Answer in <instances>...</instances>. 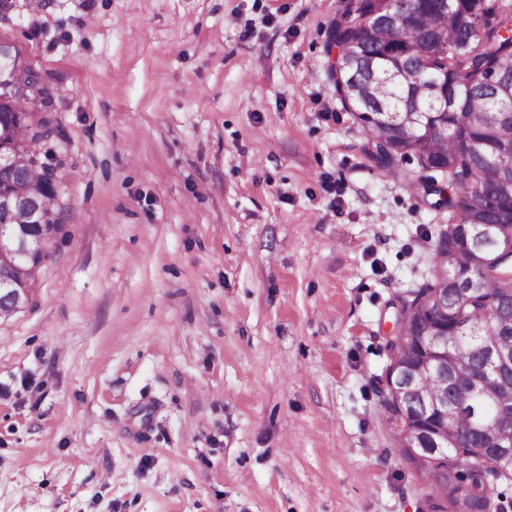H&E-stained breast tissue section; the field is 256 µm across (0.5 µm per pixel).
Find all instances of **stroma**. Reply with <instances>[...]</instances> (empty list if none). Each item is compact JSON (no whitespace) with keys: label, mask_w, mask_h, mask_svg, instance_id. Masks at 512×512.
<instances>
[{"label":"stroma","mask_w":512,"mask_h":512,"mask_svg":"<svg viewBox=\"0 0 512 512\" xmlns=\"http://www.w3.org/2000/svg\"><path fill=\"white\" fill-rule=\"evenodd\" d=\"M344 0H17L62 231L0 316V512H424L372 382L448 222L368 166Z\"/></svg>","instance_id":"1"}]
</instances>
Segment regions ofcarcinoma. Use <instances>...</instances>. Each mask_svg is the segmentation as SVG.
<instances>
[{
	"label": "carcinoma",
	"instance_id": "carcinoma-1",
	"mask_svg": "<svg viewBox=\"0 0 512 512\" xmlns=\"http://www.w3.org/2000/svg\"><path fill=\"white\" fill-rule=\"evenodd\" d=\"M330 48L361 44L358 57L331 73L336 95L364 135L362 151L373 166L392 175L415 166L417 178L405 186L433 208L448 210V226L435 241L424 236L435 258L431 276L399 297L393 320L406 337L387 343L388 363L379 378L383 417L395 437L406 428L422 433L424 450L402 456L423 478L434 480L428 512H504L497 482L510 480L498 470L501 433L492 441L477 428L494 412L481 393L482 382L501 372L494 394L512 409V363L503 365L488 348L512 353V257L495 258L480 271L472 253L491 250L495 238L512 233V173L494 165L512 154V98L491 92L501 66L512 65V3L509 0H453L441 12L437 0H345L328 29ZM406 51L403 64L418 80L390 78L389 50ZM360 88L349 97L347 82ZM50 100L36 72L16 64L10 88H0V134L8 135L12 160L0 168V191L29 190V206L0 209V224H25L41 240L36 267L50 256L60 224L55 166L42 147L54 135ZM448 337V369L418 377L419 360L438 346L421 340ZM464 393L468 398H461ZM448 404L446 448H435L431 400Z\"/></svg>",
	"mask_w": 512,
	"mask_h": 512
}]
</instances>
